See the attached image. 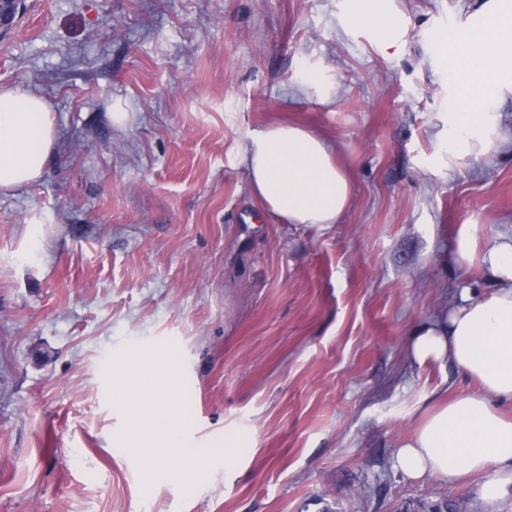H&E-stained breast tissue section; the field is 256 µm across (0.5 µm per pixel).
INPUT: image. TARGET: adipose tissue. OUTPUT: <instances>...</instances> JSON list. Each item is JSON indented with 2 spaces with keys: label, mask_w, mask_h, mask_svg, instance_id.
Listing matches in <instances>:
<instances>
[{
  "label": "adipose tissue",
  "mask_w": 512,
  "mask_h": 512,
  "mask_svg": "<svg viewBox=\"0 0 512 512\" xmlns=\"http://www.w3.org/2000/svg\"><path fill=\"white\" fill-rule=\"evenodd\" d=\"M344 30L367 33L382 54L400 53L406 25L393 0H344ZM436 58L448 73L451 103L439 119L432 173L479 161L503 142L492 105L512 94V0H480L465 27L436 34ZM58 138L54 116L41 98L0 87V192L40 179ZM240 158L252 192L284 224H336L346 212L351 180L338 145L297 125L265 128L248 136ZM460 267L479 266L488 287L459 296L411 333L418 365L452 367L477 384L475 392L439 399L424 409L393 466L410 479L426 476L474 487L491 502L504 493L487 479L490 469L512 468V228L479 239L462 225L452 252ZM481 484H474L476 476Z\"/></svg>",
  "instance_id": "obj_1"
}]
</instances>
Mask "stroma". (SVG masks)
I'll return each mask as SVG.
<instances>
[{
  "label": "stroma",
  "mask_w": 512,
  "mask_h": 512,
  "mask_svg": "<svg viewBox=\"0 0 512 512\" xmlns=\"http://www.w3.org/2000/svg\"><path fill=\"white\" fill-rule=\"evenodd\" d=\"M341 2L25 0L0 34V86L58 130L43 177L0 193V512H512V483L484 504L391 464L426 396L474 389L407 346L485 291L449 255L460 225H512V95L500 151L430 173L449 101L432 36L478 0H396L392 57L343 31ZM309 76L329 102L298 93ZM288 122L339 143L341 223H277L251 192L239 144ZM167 342L189 446L244 441L187 494L143 486L104 374Z\"/></svg>",
  "instance_id": "stroma-1"
}]
</instances>
